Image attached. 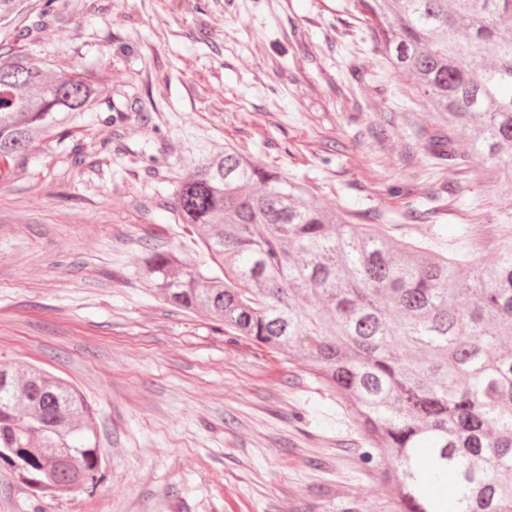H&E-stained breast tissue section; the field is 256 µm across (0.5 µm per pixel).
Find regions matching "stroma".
Masks as SVG:
<instances>
[{
  "label": "stroma",
  "instance_id": "stroma-1",
  "mask_svg": "<svg viewBox=\"0 0 512 512\" xmlns=\"http://www.w3.org/2000/svg\"><path fill=\"white\" fill-rule=\"evenodd\" d=\"M0 32L47 71L112 86L83 129L0 165V360L70 380L96 411L103 478L36 497L0 461V512H389L308 361L231 340L137 274L149 247L203 252L172 189L203 141L307 184L356 223L448 252L455 225L486 259L512 246L503 198L464 136L378 54L349 0H29ZM86 155L81 177L67 167ZM432 210L413 221L408 203Z\"/></svg>",
  "mask_w": 512,
  "mask_h": 512
}]
</instances>
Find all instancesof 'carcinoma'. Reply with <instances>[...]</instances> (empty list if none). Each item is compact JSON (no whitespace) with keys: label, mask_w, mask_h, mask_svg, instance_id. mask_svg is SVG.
I'll return each instance as SVG.
<instances>
[{"label":"carcinoma","mask_w":512,"mask_h":512,"mask_svg":"<svg viewBox=\"0 0 512 512\" xmlns=\"http://www.w3.org/2000/svg\"><path fill=\"white\" fill-rule=\"evenodd\" d=\"M374 47L441 126L428 150L456 158L455 133L489 165L512 210V0H350ZM27 0H0V28ZM88 74L51 75L0 54V159L64 138L110 100ZM221 274L181 252L143 254L151 294L288 359L317 381L387 464L391 512H512V247L488 261L459 224L448 254L353 224L305 185L226 144L203 143L173 188ZM32 466L38 490L96 486L95 412L70 382L0 363V459Z\"/></svg>","instance_id":"cac0c4a2"}]
</instances>
